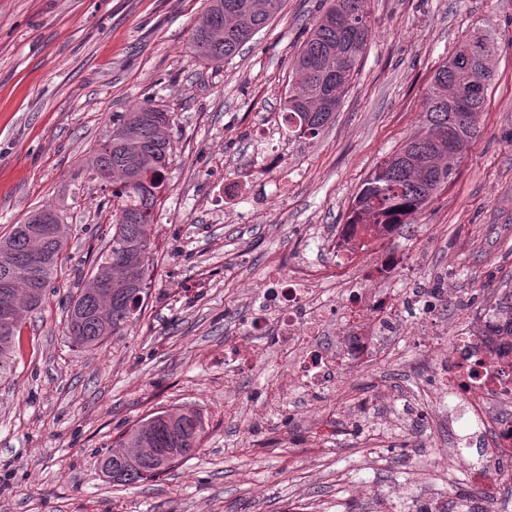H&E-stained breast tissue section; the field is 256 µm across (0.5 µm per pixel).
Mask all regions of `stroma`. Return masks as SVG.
Instances as JSON below:
<instances>
[{
    "label": "stroma",
    "mask_w": 512,
    "mask_h": 512,
    "mask_svg": "<svg viewBox=\"0 0 512 512\" xmlns=\"http://www.w3.org/2000/svg\"><path fill=\"white\" fill-rule=\"evenodd\" d=\"M206 0H0V237L38 207L65 206L67 246L41 309L0 380V512H461L467 471L438 466L448 402L429 399L415 335L319 397L322 435L287 361L264 351L253 301L299 271L361 274L391 251L452 299L512 284V0H370L376 34L334 120L313 141L281 117L290 62L320 0H285L238 55L195 62L188 33ZM497 44L480 131L454 179L411 224L345 266L326 242L361 182L421 125L432 76L474 30ZM154 97L173 114L176 155L155 216L148 294L125 335L95 352L65 332L66 307L112 236L98 185H70L113 113ZM251 337V373L224 351ZM427 403L411 422L402 399ZM195 409L201 451L164 474L112 484L99 470L137 422ZM412 486L393 497L397 485Z\"/></svg>",
    "instance_id": "1"
}]
</instances>
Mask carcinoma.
Wrapping results in <instances>:
<instances>
[{
	"label": "carcinoma",
	"mask_w": 512,
	"mask_h": 512,
	"mask_svg": "<svg viewBox=\"0 0 512 512\" xmlns=\"http://www.w3.org/2000/svg\"><path fill=\"white\" fill-rule=\"evenodd\" d=\"M326 8L306 31L291 63L293 78L283 102L288 131L296 138H317L334 112L322 105L342 99L373 34L368 0H325ZM283 0H207L205 12L191 27L192 58L219 64L236 54L281 11ZM496 43L471 33L435 71L425 94L419 133L375 167L353 200L347 226L356 231L387 232L426 208L437 191L457 174L464 152L477 136L487 94L465 97L473 82L488 90L494 79L490 60ZM172 114L151 99L129 112H115L102 141L80 161L78 174L100 184L112 201V238L91 275L108 268L112 298L100 294L93 280L69 301L81 309L72 339L93 351L136 318L148 293L153 254L154 214L167 187L166 172L175 147ZM45 205L0 238V300L13 303L16 315L0 322V379L14 370L21 320L46 299L58 261L66 247L43 223ZM204 421L196 410L158 411L148 423L131 428L121 448H190L200 450ZM104 475L120 485L166 471L157 458H127L109 452L98 459Z\"/></svg>",
	"instance_id": "obj_1"
}]
</instances>
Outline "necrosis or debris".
<instances>
[{
    "mask_svg": "<svg viewBox=\"0 0 512 512\" xmlns=\"http://www.w3.org/2000/svg\"><path fill=\"white\" fill-rule=\"evenodd\" d=\"M405 264L384 254L362 277L341 281L342 302L324 299L313 283L294 278L256 299V331L267 347L288 360L293 378L318 396L342 385L349 370L372 366L409 328L427 336L435 390L448 398L450 438L466 421L469 440L486 445V461L472 466L463 499H492L500 481L512 479V320L502 310L506 296L492 305H469L461 320L437 319L441 300L434 288L407 276L394 290L388 281ZM338 336L331 348L318 341L330 325Z\"/></svg>",
    "mask_w": 512,
    "mask_h": 512,
    "instance_id": "necrosis-or-debris-1",
    "label": "necrosis or debris"
}]
</instances>
